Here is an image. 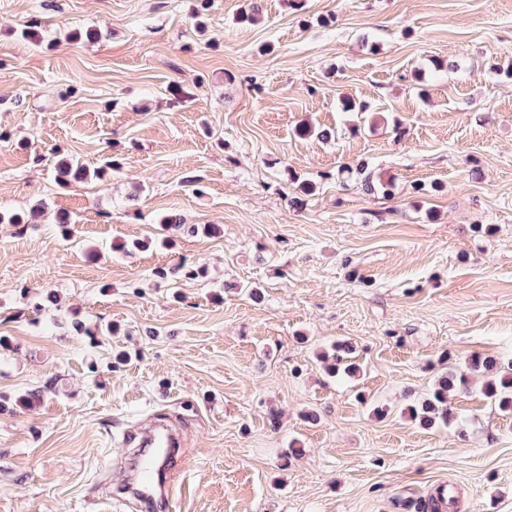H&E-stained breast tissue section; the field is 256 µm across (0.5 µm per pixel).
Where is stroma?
Masks as SVG:
<instances>
[{"label":"stroma","mask_w":512,"mask_h":512,"mask_svg":"<svg viewBox=\"0 0 512 512\" xmlns=\"http://www.w3.org/2000/svg\"><path fill=\"white\" fill-rule=\"evenodd\" d=\"M246 4L211 0L201 30L196 0H0V210L74 223L0 224V512H145L122 436L158 417L185 452L166 512H417L442 484L512 512L483 376L450 425L407 412L443 366L512 361V0ZM361 161L390 193L341 179ZM293 175L317 183L300 208ZM161 215L223 232L120 252ZM178 263L205 275L157 278ZM343 341L353 378L324 368ZM56 172L57 181L63 186L69 185L71 181L85 180L89 175L86 167L74 159L58 162Z\"/></svg>","instance_id":"obj_1"}]
</instances>
